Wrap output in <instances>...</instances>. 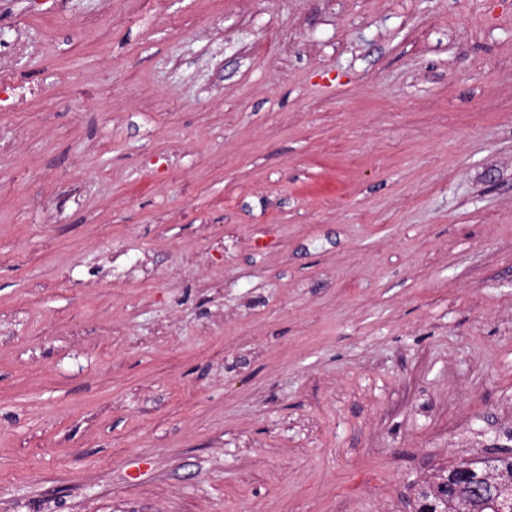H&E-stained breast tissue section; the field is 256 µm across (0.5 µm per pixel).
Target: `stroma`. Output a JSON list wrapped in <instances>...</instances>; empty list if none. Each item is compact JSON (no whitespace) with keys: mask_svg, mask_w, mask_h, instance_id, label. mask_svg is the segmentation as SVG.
Instances as JSON below:
<instances>
[{"mask_svg":"<svg viewBox=\"0 0 512 512\" xmlns=\"http://www.w3.org/2000/svg\"><path fill=\"white\" fill-rule=\"evenodd\" d=\"M103 1L0 112V512H410L512 423V0Z\"/></svg>","mask_w":512,"mask_h":512,"instance_id":"1","label":"stroma"}]
</instances>
